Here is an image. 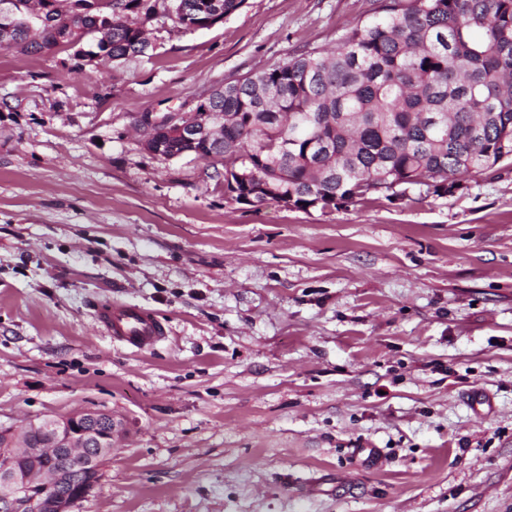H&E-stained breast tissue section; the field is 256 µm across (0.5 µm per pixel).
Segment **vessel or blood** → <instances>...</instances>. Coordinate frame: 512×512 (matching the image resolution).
I'll return each instance as SVG.
<instances>
[{
  "instance_id": "vessel-or-blood-1",
  "label": "vessel or blood",
  "mask_w": 512,
  "mask_h": 512,
  "mask_svg": "<svg viewBox=\"0 0 512 512\" xmlns=\"http://www.w3.org/2000/svg\"><path fill=\"white\" fill-rule=\"evenodd\" d=\"M102 329L127 347L143 351L164 337L163 325L148 311L129 303H103L96 309Z\"/></svg>"
}]
</instances>
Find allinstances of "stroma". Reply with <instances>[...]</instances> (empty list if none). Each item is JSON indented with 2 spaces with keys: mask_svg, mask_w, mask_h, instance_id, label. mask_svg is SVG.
Masks as SVG:
<instances>
[{
  "mask_svg": "<svg viewBox=\"0 0 512 512\" xmlns=\"http://www.w3.org/2000/svg\"><path fill=\"white\" fill-rule=\"evenodd\" d=\"M374 0L161 15L148 55L0 48V426L111 411L74 512H512V159L444 197L330 211L227 199L143 113L294 51ZM153 312L135 351L98 304Z\"/></svg>",
  "mask_w": 512,
  "mask_h": 512,
  "instance_id": "35a3bbf8",
  "label": "stroma"
}]
</instances>
